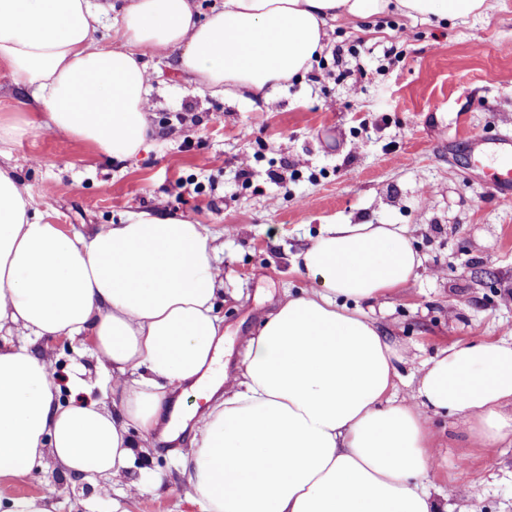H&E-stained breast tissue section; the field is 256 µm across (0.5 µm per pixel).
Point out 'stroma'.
I'll return each instance as SVG.
<instances>
[{
  "label": "stroma",
  "instance_id": "1",
  "mask_svg": "<svg viewBox=\"0 0 512 512\" xmlns=\"http://www.w3.org/2000/svg\"><path fill=\"white\" fill-rule=\"evenodd\" d=\"M326 29L324 51L275 91L272 108L199 92L153 57L148 151L116 162L33 129L0 148V166L14 165L35 207L70 234L159 206L206 225L224 271L215 311L230 374L281 300L316 287L295 257L326 225H404L422 257L414 284L362 308L408 352L395 388L407 399L439 349L512 339V203L491 189L495 155L471 150L473 138L512 135V0H486L463 20L393 13L357 24L339 17ZM32 112L0 68V122L22 126ZM10 340L32 345L60 386L82 367L90 397L111 404V373L86 340L32 341L15 327ZM206 406L188 392L172 442L137 434L144 454L128 477L79 481L49 461L1 483L0 494L48 493L55 512H110L133 478L142 490L129 512H206L184 470L192 414ZM431 426L426 481L448 512H512V443L470 447L453 416Z\"/></svg>",
  "mask_w": 512,
  "mask_h": 512
}]
</instances>
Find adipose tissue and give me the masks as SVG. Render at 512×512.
<instances>
[{"label":"adipose tissue","mask_w":512,"mask_h":512,"mask_svg":"<svg viewBox=\"0 0 512 512\" xmlns=\"http://www.w3.org/2000/svg\"><path fill=\"white\" fill-rule=\"evenodd\" d=\"M485 0H0V65L44 110L43 127L115 161L147 150L149 57L200 91L269 105L308 70L327 20L399 11L464 18ZM117 13L110 40L102 20ZM205 225L163 210L70 235L0 167V329L90 340L112 403L71 396L29 347L0 343V482L53 460L93 480L134 467L133 431L161 424L171 393L202 386L224 343L223 285ZM421 258L395 224H331L296 256L316 288L287 296L224 393L195 418L188 480L207 512H447L427 489L431 416L462 420L472 445L512 438V341L453 344L394 395L405 350L348 302L408 288Z\"/></svg>","instance_id":"obj_1"}]
</instances>
